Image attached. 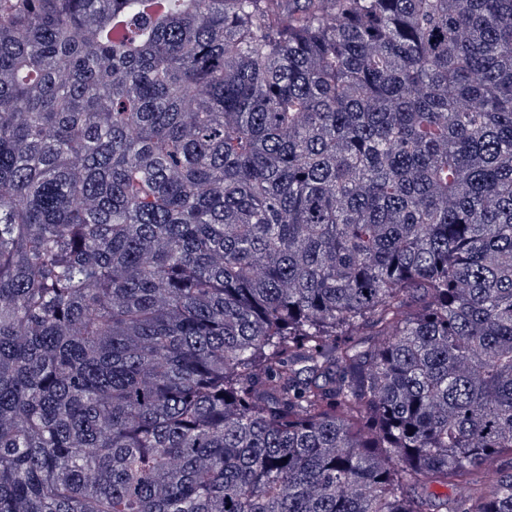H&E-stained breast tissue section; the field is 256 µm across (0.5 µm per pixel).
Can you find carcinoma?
Returning a JSON list of instances; mask_svg holds the SVG:
<instances>
[{"label": "carcinoma", "mask_w": 512, "mask_h": 512, "mask_svg": "<svg viewBox=\"0 0 512 512\" xmlns=\"http://www.w3.org/2000/svg\"><path fill=\"white\" fill-rule=\"evenodd\" d=\"M512 0H0V512H512Z\"/></svg>", "instance_id": "obj_1"}]
</instances>
